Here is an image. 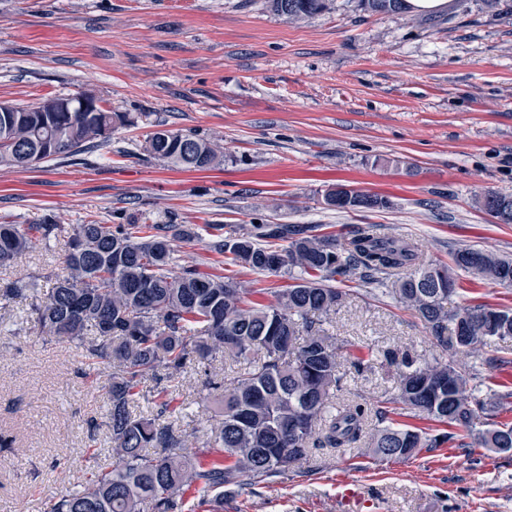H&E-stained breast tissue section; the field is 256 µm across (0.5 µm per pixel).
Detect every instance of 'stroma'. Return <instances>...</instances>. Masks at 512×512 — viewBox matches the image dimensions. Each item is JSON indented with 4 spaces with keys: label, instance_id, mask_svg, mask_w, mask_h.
Instances as JSON below:
<instances>
[{
    "label": "stroma",
    "instance_id": "obj_1",
    "mask_svg": "<svg viewBox=\"0 0 512 512\" xmlns=\"http://www.w3.org/2000/svg\"><path fill=\"white\" fill-rule=\"evenodd\" d=\"M90 91L129 113L109 144L77 160L34 169L0 167V222L63 227L189 224L179 259L245 282L272 302L285 276L257 273L211 251L212 225L246 233L254 223L314 224L343 235L374 225L414 241L423 262L447 264L463 245L512 257V224L475 202L512 193V10L486 0H448L429 14L377 13L359 0L291 22L268 0H0V101L33 104ZM219 142L223 165L181 171L140 149L157 124ZM342 183L387 196L389 208L336 211L323 203ZM65 240L36 245L15 274L59 271ZM448 305L512 307V287L456 272ZM347 298L323 324L344 346L339 407H361L364 436L386 408L395 423L432 427L394 403L397 375L386 351L455 359L477 391L512 386V339L449 356L411 311L380 285L341 283ZM506 358L492 370L485 358ZM239 361L217 352L169 382L174 413L140 402L134 414L176 421L201 462L217 459L200 436L214 387ZM84 352L42 335L30 303L0 314V512H45L76 490L87 450L114 458L107 376H86ZM354 484L374 512H512V451L444 446L376 462L358 448H315L286 475L224 490L223 512H361L342 496Z\"/></svg>",
    "mask_w": 512,
    "mask_h": 512
}]
</instances>
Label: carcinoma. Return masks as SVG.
I'll use <instances>...</instances> for the list:
<instances>
[{"label":"carcinoma","instance_id":"cac0c4a2","mask_svg":"<svg viewBox=\"0 0 512 512\" xmlns=\"http://www.w3.org/2000/svg\"><path fill=\"white\" fill-rule=\"evenodd\" d=\"M329 0H269L271 10L290 21L328 9ZM372 13L398 12L404 0H361ZM0 113V167L27 168L59 155L77 156L106 145L112 130L129 122L98 100L95 112ZM144 152L181 170H206L224 162V148L195 133L161 129L141 145ZM480 207L512 223V193L487 191ZM324 204L342 210H380L389 200L350 191ZM61 225L0 224V269L13 266L39 241L57 238ZM198 233L187 224H101L73 227L61 272L44 298L39 277H18L0 287V311L31 300V317L58 341L77 343L92 360L114 365L108 379L107 425L115 464L104 470L96 454L87 457L78 490L59 495L49 512H183L186 495L224 497L240 478L255 483L277 477L313 448H345L363 431L358 407L332 410L339 388L341 344L321 329L347 293L331 285L360 278L389 287L412 310L438 345L475 352L512 337V309L481 304L448 308L455 292L452 269L501 285H512V259L471 247L451 254L452 265L419 263L409 239L357 229L339 241L316 233L311 224H256L253 231L218 236L210 248L230 254L254 272L295 276L274 302L252 301L254 290L233 279L175 268L172 242H190ZM287 242L282 247L279 242ZM222 351L247 367L224 387L221 418L203 442L221 448L224 463L204 467L185 453L187 437L172 423L133 414L141 400H158L160 413H174L168 388L144 389L148 377L165 371L172 381L186 366ZM259 359L251 361L248 355ZM398 370L397 399L413 415L463 432L462 448H512V423L494 418L503 396L473 392V375L453 361L419 366L407 352L387 351ZM452 433L432 435L393 422L372 435L360 454L372 460L410 459L422 449L440 448Z\"/></svg>","mask_w":512,"mask_h":512}]
</instances>
